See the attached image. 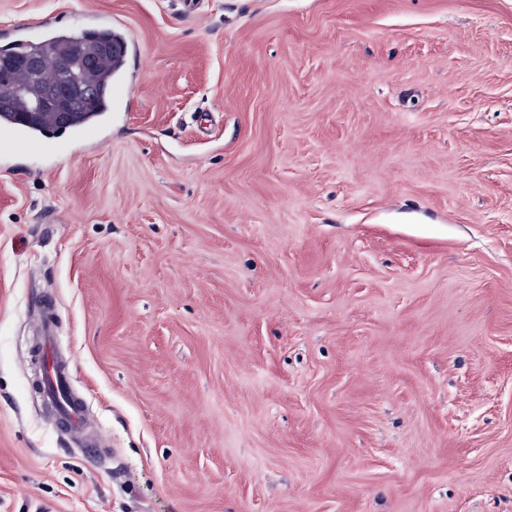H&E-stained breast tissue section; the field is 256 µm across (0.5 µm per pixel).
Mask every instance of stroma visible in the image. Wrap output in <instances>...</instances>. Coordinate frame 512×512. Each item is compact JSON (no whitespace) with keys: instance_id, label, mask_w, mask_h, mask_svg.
Here are the masks:
<instances>
[{"instance_id":"35a3bbf8","label":"stroma","mask_w":512,"mask_h":512,"mask_svg":"<svg viewBox=\"0 0 512 512\" xmlns=\"http://www.w3.org/2000/svg\"><path fill=\"white\" fill-rule=\"evenodd\" d=\"M113 19L129 95L0 135V512H512V0H0V46ZM43 313L36 323L41 346L38 355L44 360L38 385L36 386L43 401L54 412V425L64 434L85 439L87 446L79 448L84 455L95 458L101 452L98 439L90 436L87 420L88 405L77 395L71 386V370L69 361H62L55 355V323L50 305L42 306Z\"/></svg>"}]
</instances>
